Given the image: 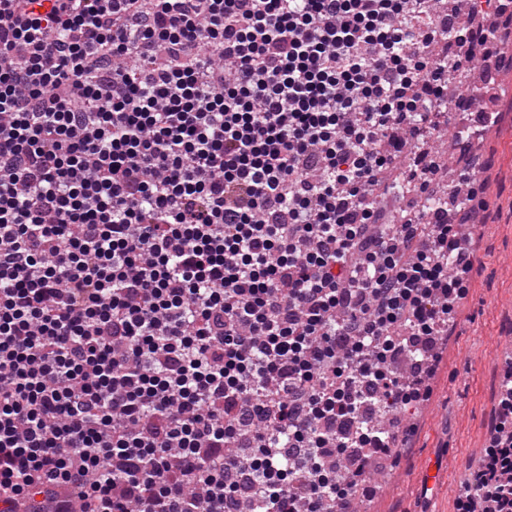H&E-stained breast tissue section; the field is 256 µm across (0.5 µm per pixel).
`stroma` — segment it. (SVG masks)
Masks as SVG:
<instances>
[{
  "label": "stroma",
  "instance_id": "1",
  "mask_svg": "<svg viewBox=\"0 0 512 512\" xmlns=\"http://www.w3.org/2000/svg\"><path fill=\"white\" fill-rule=\"evenodd\" d=\"M496 124L448 151L456 174L475 172L485 210L466 224L475 264L468 292L437 349L427 401L402 414L414 426L398 461H378L375 498L360 512H454L468 468L488 443L502 365L512 355V70L495 77Z\"/></svg>",
  "mask_w": 512,
  "mask_h": 512
}]
</instances>
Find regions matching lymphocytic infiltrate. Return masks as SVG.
Returning <instances> with one entry per match:
<instances>
[{"instance_id": "obj_1", "label": "lymphocytic infiltrate", "mask_w": 512, "mask_h": 512, "mask_svg": "<svg viewBox=\"0 0 512 512\" xmlns=\"http://www.w3.org/2000/svg\"><path fill=\"white\" fill-rule=\"evenodd\" d=\"M0 0V512H357L473 263L448 88L512 0ZM455 512H512V365Z\"/></svg>"}]
</instances>
